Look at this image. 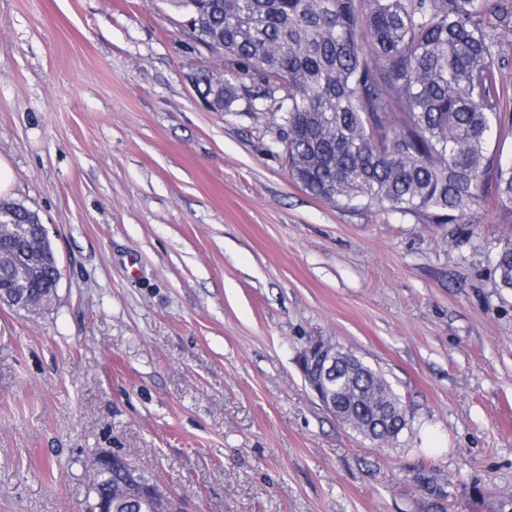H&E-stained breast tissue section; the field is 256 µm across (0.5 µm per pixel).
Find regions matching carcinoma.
<instances>
[{
    "mask_svg": "<svg viewBox=\"0 0 512 512\" xmlns=\"http://www.w3.org/2000/svg\"><path fill=\"white\" fill-rule=\"evenodd\" d=\"M198 40L233 80L200 70L220 111L243 101L278 121L290 176L339 208H378L417 224H474L494 191L512 215V161L492 150L505 131L507 90L495 31L512 0H179ZM16 224L35 212L5 204ZM498 287L512 292V236L495 253ZM55 269L28 289L55 301ZM342 396L387 400L411 428L393 385L374 371L345 378Z\"/></svg>",
    "mask_w": 512,
    "mask_h": 512,
    "instance_id": "carcinoma-1",
    "label": "carcinoma"
}]
</instances>
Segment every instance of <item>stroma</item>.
Listing matches in <instances>:
<instances>
[{"mask_svg":"<svg viewBox=\"0 0 512 512\" xmlns=\"http://www.w3.org/2000/svg\"><path fill=\"white\" fill-rule=\"evenodd\" d=\"M172 0H0V158L58 297L0 304V512H85L119 452L185 512H512V217L417 224L294 182L271 114L210 108ZM332 339L409 399L381 448L309 389ZM445 488L431 496L415 477ZM495 272L498 276V286L502 291L512 292V236L500 243L495 253Z\"/></svg>","mask_w":512,"mask_h":512,"instance_id":"stroma-1","label":"stroma"}]
</instances>
